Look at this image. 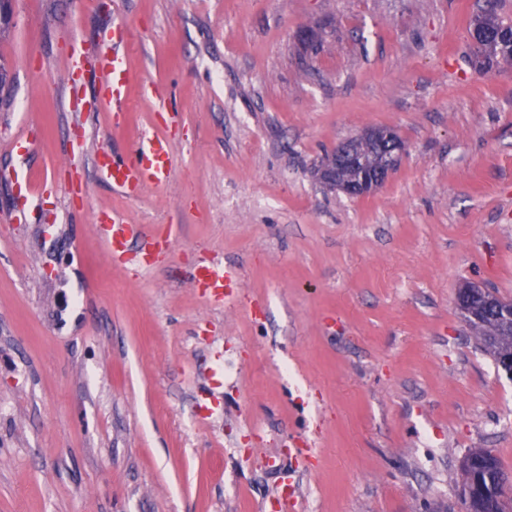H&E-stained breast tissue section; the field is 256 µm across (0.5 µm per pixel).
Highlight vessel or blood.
<instances>
[{"label":"vessel or blood","instance_id":"obj_1","mask_svg":"<svg viewBox=\"0 0 512 512\" xmlns=\"http://www.w3.org/2000/svg\"><path fill=\"white\" fill-rule=\"evenodd\" d=\"M125 40L126 31L118 25L112 31L110 45L92 56L76 50L70 58L71 84H81L88 70H96L100 75L99 95L110 111L117 114L126 110L130 79L123 47ZM169 156L168 135L153 131L144 134L127 156L117 157L109 151H99L95 164L113 188L133 194L144 184L165 185L171 181ZM96 221L113 261H132L147 266L157 253L171 247L170 238L149 232L133 233L130 224L109 213H99ZM187 280L193 288L202 290L211 300L221 304L238 293L242 286V273L234 266L204 264L195 267Z\"/></svg>","mask_w":512,"mask_h":512}]
</instances>
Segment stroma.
I'll return each instance as SVG.
<instances>
[{
  "label": "stroma",
  "mask_w": 512,
  "mask_h": 512,
  "mask_svg": "<svg viewBox=\"0 0 512 512\" xmlns=\"http://www.w3.org/2000/svg\"><path fill=\"white\" fill-rule=\"evenodd\" d=\"M485 0H14L0 35V512H457L472 449L512 475V377L455 298L512 301V66L469 62ZM128 33L114 126L75 47ZM313 29V43L298 28ZM183 122L173 180L126 196L94 157ZM394 128L388 182L316 172ZM37 185L20 222L15 182ZM107 210L172 230L111 264ZM240 268L229 304L185 277ZM219 401L198 410L202 396ZM371 146L377 148L378 155L369 152ZM405 149L404 141L394 128H371L355 141L337 143L317 176L330 189L347 196H367L390 179Z\"/></svg>",
  "instance_id": "obj_1"
}]
</instances>
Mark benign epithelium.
<instances>
[{
  "instance_id": "7a95c632",
  "label": "benign epithelium",
  "mask_w": 512,
  "mask_h": 512,
  "mask_svg": "<svg viewBox=\"0 0 512 512\" xmlns=\"http://www.w3.org/2000/svg\"><path fill=\"white\" fill-rule=\"evenodd\" d=\"M404 153L405 143L395 129L371 128L354 141L337 143L317 176L323 184L347 196H367L390 179ZM456 305L469 325H482L483 312L470 306L464 294L457 293ZM483 496L482 483L471 479L459 495L460 512H477Z\"/></svg>"
}]
</instances>
